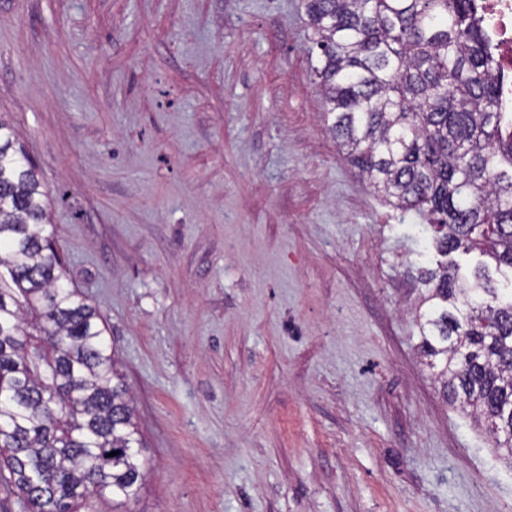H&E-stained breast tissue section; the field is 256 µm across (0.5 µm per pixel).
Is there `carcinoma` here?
<instances>
[{
	"label": "carcinoma",
	"instance_id": "cac0c4a2",
	"mask_svg": "<svg viewBox=\"0 0 512 512\" xmlns=\"http://www.w3.org/2000/svg\"><path fill=\"white\" fill-rule=\"evenodd\" d=\"M331 131L393 206L427 216L436 253L512 269V112L475 0H302ZM48 190L0 116V473L28 512L138 497L145 461L100 315L48 233ZM439 262L421 355L445 398L512 460V291ZM114 456H109V453Z\"/></svg>",
	"mask_w": 512,
	"mask_h": 512
}]
</instances>
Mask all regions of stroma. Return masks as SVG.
<instances>
[{
  "label": "stroma",
  "mask_w": 512,
  "mask_h": 512,
  "mask_svg": "<svg viewBox=\"0 0 512 512\" xmlns=\"http://www.w3.org/2000/svg\"><path fill=\"white\" fill-rule=\"evenodd\" d=\"M302 0H0V114L144 438L122 512H512L420 354L425 219L324 120Z\"/></svg>",
  "instance_id": "35a3bbf8"
}]
</instances>
